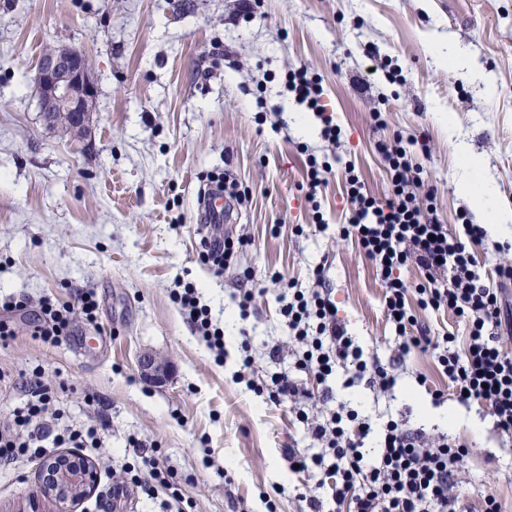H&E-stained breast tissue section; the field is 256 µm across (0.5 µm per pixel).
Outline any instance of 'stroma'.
Here are the masks:
<instances>
[{
	"instance_id": "35a3bbf8",
	"label": "stroma",
	"mask_w": 512,
	"mask_h": 512,
	"mask_svg": "<svg viewBox=\"0 0 512 512\" xmlns=\"http://www.w3.org/2000/svg\"><path fill=\"white\" fill-rule=\"evenodd\" d=\"M61 44L86 50L97 85L84 137L47 128L40 113L36 64ZM454 51L482 78L450 72L443 57ZM378 54L397 59L401 83L375 70ZM302 65L323 79L326 112L342 130L338 149L284 90L287 70ZM377 109L383 121L373 119ZM398 132L429 136L430 154L416 161L450 231L474 209L463 176L512 205V0H0V297L22 303L0 309L17 332L0 344V371L44 369L67 387L60 400L70 422L97 427L101 447L71 451L97 474L77 512H165L161 499L132 489L118 502L110 496L136 460V439L156 444L162 465L186 478L196 512H302L297 495L317 478L293 472L284 451L318 447L287 406L236 382L239 341L249 336L256 370L270 375L267 344L288 341L271 275L309 288L320 265L338 319L389 357L395 333L382 284L340 234L341 186L351 163L384 196L378 145ZM311 153L336 156L318 195L322 231L304 188ZM213 170L245 194L233 229L248 243L220 274L198 257L201 238L217 233L197 208ZM188 281L224 326V364L171 298ZM245 282L257 294L243 321L236 299ZM84 288L97 294L95 320L75 317L72 337L56 346L32 336L42 297L68 300ZM146 352L169 362L163 383L143 377ZM406 367L392 398L360 388L337 398L361 401L375 419L388 413L449 431L471 450L463 512H481L488 494L512 512V438L478 405H433L431 390L448 381L431 353L412 351ZM88 393L99 408L85 404ZM43 477L37 462L0 465V512H57L37 494Z\"/></svg>"
}]
</instances>
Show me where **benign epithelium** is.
Returning <instances> with one entry per match:
<instances>
[{
	"instance_id": "1",
	"label": "benign epithelium",
	"mask_w": 512,
	"mask_h": 512,
	"mask_svg": "<svg viewBox=\"0 0 512 512\" xmlns=\"http://www.w3.org/2000/svg\"><path fill=\"white\" fill-rule=\"evenodd\" d=\"M35 87L43 117L60 115L66 118L62 126L74 131L89 127L97 89L82 49L60 45L46 52L36 67ZM139 365L142 374L155 381L169 372V364L153 354L142 355ZM44 468L53 471L54 479L42 484L41 493L62 509L78 505L95 489L96 472L88 461L59 455L46 460Z\"/></svg>"
}]
</instances>
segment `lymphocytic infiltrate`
Instances as JSON below:
<instances>
[{
    "label": "lymphocytic infiltrate",
    "mask_w": 512,
    "mask_h": 512,
    "mask_svg": "<svg viewBox=\"0 0 512 512\" xmlns=\"http://www.w3.org/2000/svg\"><path fill=\"white\" fill-rule=\"evenodd\" d=\"M285 89L298 103L321 113L322 139L338 146L341 130L324 115V88L316 74L301 66L286 74ZM388 176V194L378 199L368 193L354 172L345 176L348 216L342 236L355 237L363 254L374 262L384 287L383 304L397 342L388 361L370 354L337 317L331 288L321 269H314V286L296 288L287 281L277 296L279 314L296 353V375L273 372L269 381L253 376L249 342H242L238 380L275 405L295 410L319 451L307 455L287 449L290 464L300 472L320 471L330 481L331 495L301 494L304 512H462L459 489L464 483L463 461L468 449L452 443L448 434L427 433L403 420H387L372 426L358 411L338 403L331 384L337 372L346 375V386L364 385L381 393L392 392L396 370L413 349L432 351L448 379V391L432 393L435 403L455 397L459 403H478L493 420L494 428L512 435V265L487 272L472 249L485 232L461 214L462 234L449 231L433 204L434 188L426 186L416 154H429L427 136L395 135L379 147ZM416 266L425 283L409 286L401 271ZM173 298L201 332L216 361L226 355L224 330L214 324L211 311L202 304L195 284L175 291ZM452 312L465 320L469 334L458 345L454 334L431 336L420 326L414 308ZM98 308L93 290L80 291L74 300L45 297L32 334L43 342L60 344L68 336L73 313L94 319ZM314 375L317 395L326 407L325 417L304 411L312 393L298 380V373ZM25 400L0 423V463L44 458L49 449L65 444L77 448L99 447L94 428L59 427L63 411L56 389L39 372L15 381ZM136 487L150 498L165 495L175 512H186V497L174 475L161 466L158 456L140 452L138 464L125 470L122 482L113 485V497Z\"/></svg>",
    "instance_id": "1"
}]
</instances>
